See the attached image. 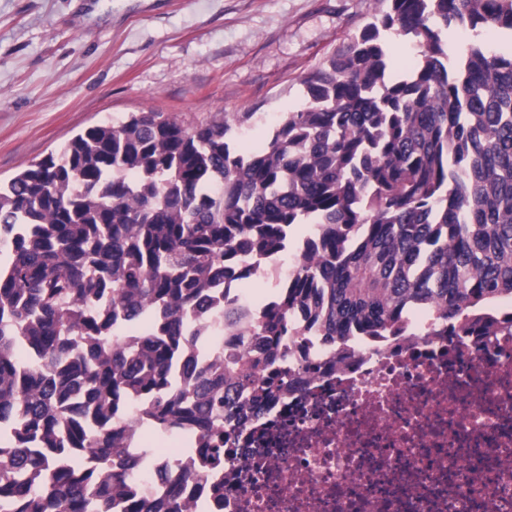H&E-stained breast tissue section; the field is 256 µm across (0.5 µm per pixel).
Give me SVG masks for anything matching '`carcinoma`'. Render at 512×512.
Listing matches in <instances>:
<instances>
[{"label": "carcinoma", "mask_w": 512, "mask_h": 512, "mask_svg": "<svg viewBox=\"0 0 512 512\" xmlns=\"http://www.w3.org/2000/svg\"><path fill=\"white\" fill-rule=\"evenodd\" d=\"M378 3L258 150L225 112H139L0 186V512H193L131 478L130 415L195 430L185 478L224 503L245 412L293 383L258 377L290 336H403L416 307L450 353L455 336H512V43L471 42L450 67L444 38L512 33V0ZM392 30L420 48L406 70ZM303 233L250 349L209 359L200 326L238 317L224 281Z\"/></svg>", "instance_id": "carcinoma-1"}]
</instances>
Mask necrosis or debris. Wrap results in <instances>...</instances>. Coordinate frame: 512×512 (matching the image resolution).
<instances>
[{
  "label": "necrosis or debris",
  "instance_id": "obj_1",
  "mask_svg": "<svg viewBox=\"0 0 512 512\" xmlns=\"http://www.w3.org/2000/svg\"><path fill=\"white\" fill-rule=\"evenodd\" d=\"M237 321L212 316L214 356L242 348L266 296L233 284ZM413 310L407 335L288 342L317 374L268 402L224 462V512H512V338L434 333ZM455 356H447L448 345ZM133 459L185 457L193 438L125 421Z\"/></svg>",
  "mask_w": 512,
  "mask_h": 512
}]
</instances>
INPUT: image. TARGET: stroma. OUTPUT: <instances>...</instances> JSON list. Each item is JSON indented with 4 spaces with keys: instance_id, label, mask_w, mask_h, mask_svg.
<instances>
[{
    "instance_id": "stroma-1",
    "label": "stroma",
    "mask_w": 512,
    "mask_h": 512,
    "mask_svg": "<svg viewBox=\"0 0 512 512\" xmlns=\"http://www.w3.org/2000/svg\"><path fill=\"white\" fill-rule=\"evenodd\" d=\"M375 11L374 0H0V181L86 128L136 112L190 125L300 107L302 79Z\"/></svg>"
}]
</instances>
